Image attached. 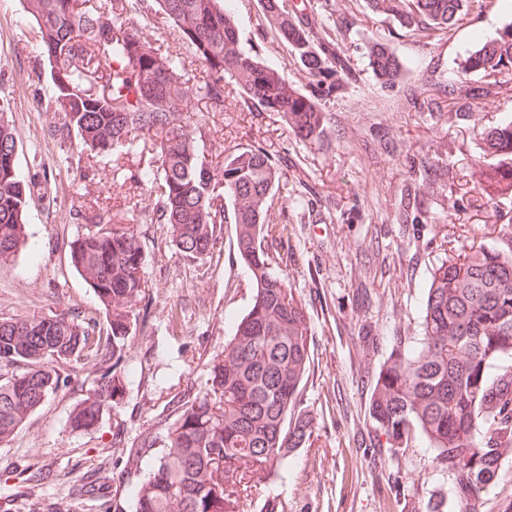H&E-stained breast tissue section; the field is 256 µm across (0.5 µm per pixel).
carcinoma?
<instances>
[{
    "mask_svg": "<svg viewBox=\"0 0 512 512\" xmlns=\"http://www.w3.org/2000/svg\"><path fill=\"white\" fill-rule=\"evenodd\" d=\"M465 0H400V22L443 30L457 21ZM158 6L168 31L161 43L143 41L131 25ZM261 14L297 63L318 79L313 94L295 89L277 69L243 50L234 0H20L17 23L40 34L49 64L51 98L64 114L61 143L71 133L79 151L66 156L81 167L90 156L143 160L123 176L128 192L156 189L155 222L171 229L183 257L200 259L220 243L226 209L239 232L236 246L256 288L249 311L223 349L208 362L207 389L173 410L164 444L142 443L153 466L131 485L132 512H245L252 474L274 470L313 433L299 409L301 383L310 366L309 327L285 280L268 272L288 265L284 232L269 236L265 205L280 188L275 158L250 145L224 154V185H217L198 149L194 111H224L226 90L278 116L296 137L315 144L325 136V115L313 96L331 95L349 76L339 44L311 34L304 14L287 0H260ZM461 63L468 72L512 73V25ZM375 76L392 83L401 63L393 48L366 45ZM205 68L198 80L188 59ZM484 150L499 158L512 179V122L493 128ZM19 144L7 108L0 105V264L24 245L27 199L34 181L18 165ZM126 209L86 204V233L70 245L78 272L90 274L94 294L112 308L105 339L58 314L0 320V361L27 369L0 382V447L65 382L58 365L85 361L101 346L95 397L70 416L86 431L124 398L123 365L132 328L147 312L146 256ZM422 336L411 349L397 347L379 371L369 416L387 448L420 438L455 477L457 503L474 512L480 492L492 485L502 456L512 448V258L483 247L431 269L425 285Z\"/></svg>",
    "mask_w": 512,
    "mask_h": 512,
    "instance_id": "obj_1",
    "label": "carcinoma"
}]
</instances>
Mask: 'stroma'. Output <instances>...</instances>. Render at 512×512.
Returning a JSON list of instances; mask_svg holds the SVG:
<instances>
[{
	"label": "stroma",
	"instance_id": "1",
	"mask_svg": "<svg viewBox=\"0 0 512 512\" xmlns=\"http://www.w3.org/2000/svg\"><path fill=\"white\" fill-rule=\"evenodd\" d=\"M315 31L329 34L347 55L351 77L324 98L326 134L317 144L296 138L274 115L241 97L220 116L202 111L204 151L215 180L224 154L260 144L280 158L286 195L274 197L270 227L288 225L295 260L284 271L310 328L313 362L300 407L313 421L311 442L276 471L258 472L248 512H459L454 476L422 442L378 448L368 405L373 381L396 346L421 336L422 286L432 267L484 245L512 256V193L490 192L492 160L486 134L512 118V75H460L477 96L447 94L423 103L424 89L512 24L502 0H467L447 31L401 26L393 11L372 12L366 0H306ZM16 0H0V96L23 152L43 166L28 202L24 235L29 250L0 266V318L57 313L71 319L106 311L88 276L72 268L69 243L87 230L85 202L111 205L123 177L111 157L69 168L54 132L48 64L32 30L16 22ZM244 49L283 71L301 93L311 77L263 24L258 0H234ZM393 47L404 66L392 85L373 74L364 53L369 39ZM497 108L480 112L485 98ZM444 182L431 184L435 168ZM422 184L419 221L407 223L401 203L411 181ZM127 218L147 256V320L133 329L130 370L120 407L96 427L72 431L69 415L96 387V367L66 365L68 381L32 413L13 441L0 447V496L12 512H101L100 493L130 512L128 488L147 476L150 458H137L144 439L159 438L172 403L203 391L207 363L221 350L234 321L249 310L254 282L236 255V231L201 259L175 252L162 225L144 207ZM476 512H512V452L475 504Z\"/></svg>",
	"mask_w": 512,
	"mask_h": 512
}]
</instances>
